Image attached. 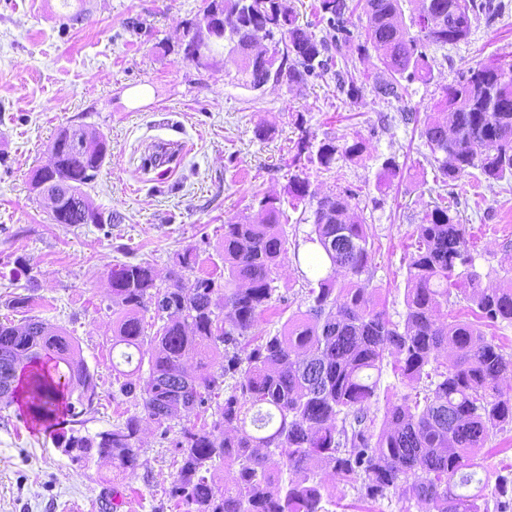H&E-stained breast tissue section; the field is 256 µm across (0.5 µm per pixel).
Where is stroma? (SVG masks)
<instances>
[{"label": "stroma", "instance_id": "stroma-1", "mask_svg": "<svg viewBox=\"0 0 512 512\" xmlns=\"http://www.w3.org/2000/svg\"><path fill=\"white\" fill-rule=\"evenodd\" d=\"M468 40L431 46L433 78L412 83L403 100L363 89L353 99L335 74L264 91L242 85L227 59L209 68L183 60L179 43L202 0H0V322L36 316L76 342L94 374L97 397L81 417L97 433L140 413L138 397L120 395L112 369L110 275L122 263H150L158 285L186 248L199 258L193 276H220L224 226L256 213L265 197L284 198L305 169L319 195L356 191L351 205L368 224L372 299L393 321L405 313L407 258L413 231L434 206L456 211L468 227L472 269L484 285L512 279V181H485L479 171L448 183L402 113L438 117L442 89L489 59L512 64V0H494ZM103 134L107 158L85 191L110 213L108 224H55L31 186L48 164L58 130ZM265 136H257V129ZM343 145L361 137V157L331 168L299 156L302 136ZM186 141L170 165H149L153 145ZM400 170L379 191L380 165ZM270 308L253 330L280 331L305 310V281L293 255L274 271ZM20 297L29 306L17 305ZM211 411H183L168 428L141 422L135 471L112 460L77 464L57 448L52 430L36 429L18 404L0 403V512H93L105 492L123 496L118 512H177L168 492L180 458L172 440L182 427H203ZM332 512H419L403 497L360 499L337 486Z\"/></svg>", "mask_w": 512, "mask_h": 512}]
</instances>
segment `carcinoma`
I'll use <instances>...</instances> for the list:
<instances>
[{"label":"carcinoma","mask_w":512,"mask_h":512,"mask_svg":"<svg viewBox=\"0 0 512 512\" xmlns=\"http://www.w3.org/2000/svg\"><path fill=\"white\" fill-rule=\"evenodd\" d=\"M357 6L367 25L355 33L347 0H319L328 36L318 39L296 24L290 0H203V9L223 14L229 25L205 44L203 67L232 53L243 85L254 91L271 79L299 84L331 70V49L339 54L355 42L361 54L381 53L385 77L372 86L375 95L401 100L410 83L431 81L430 46L467 40L472 21L497 9L492 0H357ZM426 10L442 19L434 29L423 24ZM259 32L274 43L268 60L252 54ZM336 76L350 97L362 93L350 72ZM437 108L448 112L449 122H427L421 137L443 177L454 182L477 169L488 180L512 179V65L482 63L460 75L443 88ZM50 150L52 164L36 169L31 185L39 196L55 197L51 221L101 223L84 187L107 158L104 136L62 127ZM305 152L328 168L338 153L361 156L364 144L356 138L341 149L332 142L315 149L304 139L298 153ZM286 194L291 203L313 206L310 232L294 242L296 263L301 245L309 244V269L327 266L315 279L302 273L316 287L301 317L275 334L252 335L275 291L273 271L287 253L278 198H264L254 215L224 225L222 285L212 277H186L196 264L195 247L179 256L164 288L150 264L120 265L111 273L112 301L120 307L112 347L128 348L125 361L135 363L121 372L119 392L140 393L142 415L93 436L64 428L55 435L58 447L76 462L111 458L133 471L142 418L162 426L208 403L231 379L210 427H183L172 441L181 466L170 495L184 512H326L331 495L311 468L315 462L365 499L400 490L428 512H489L491 503L494 512H507L512 477L499 476L493 493L485 494L480 448L512 424V390L502 387L512 375V354L487 340L479 323H512V281L487 287L472 273L457 290L476 321L441 313L456 266L470 258L466 225L436 205L415 227L406 312L394 322L367 297L363 275L373 242L353 213L355 192L319 197L300 172L291 175ZM151 305L163 324L148 337L142 321ZM192 355L210 362L190 373L185 362ZM387 367L415 397L387 404L377 432L370 406ZM96 396L93 374L65 332L37 317L0 323V401L25 400L30 419L52 428L75 422ZM221 463L233 468V485L222 493L215 482Z\"/></svg>","instance_id":"carcinoma-1"}]
</instances>
